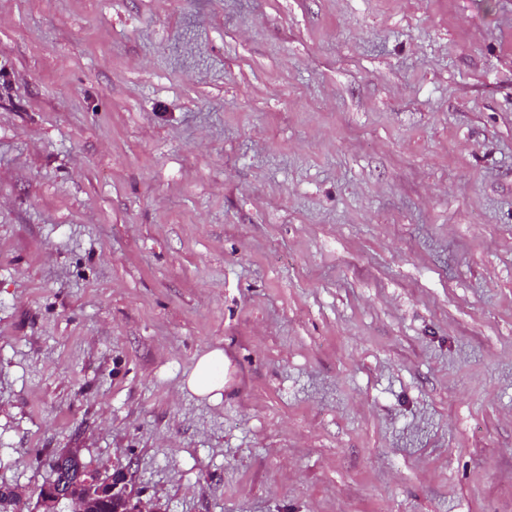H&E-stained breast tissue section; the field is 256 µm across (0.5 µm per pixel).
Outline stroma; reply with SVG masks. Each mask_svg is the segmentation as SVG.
I'll list each match as a JSON object with an SVG mask.
<instances>
[{
  "instance_id": "stroma-1",
  "label": "stroma",
  "mask_w": 512,
  "mask_h": 512,
  "mask_svg": "<svg viewBox=\"0 0 512 512\" xmlns=\"http://www.w3.org/2000/svg\"><path fill=\"white\" fill-rule=\"evenodd\" d=\"M70 448L164 512H512V0H0L22 512ZM180 390L208 402L220 401L224 392V351L215 348L200 355Z\"/></svg>"
}]
</instances>
